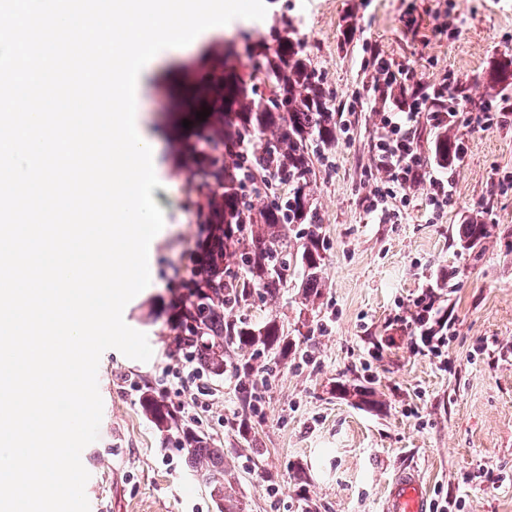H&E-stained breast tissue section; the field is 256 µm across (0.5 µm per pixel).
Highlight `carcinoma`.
<instances>
[{
    "label": "carcinoma",
    "mask_w": 512,
    "mask_h": 512,
    "mask_svg": "<svg viewBox=\"0 0 512 512\" xmlns=\"http://www.w3.org/2000/svg\"><path fill=\"white\" fill-rule=\"evenodd\" d=\"M244 50L255 61L250 78L227 73L218 90L217 122L202 127L189 150L198 190L219 211L207 224L201 254L177 295L166 336L213 376L233 369L239 407L229 427L249 442L258 374L301 349L276 319L254 322L246 311L257 297L277 299L295 275L301 277L305 298L321 293L322 224L311 184L314 160L336 146L337 120L330 93L294 30L270 42H248ZM259 73L269 87L266 94L253 84ZM488 79L495 84L512 80V58L495 63ZM461 147L452 129L442 128L434 137V159L453 165ZM495 231L496 225L475 217L460 225V246L472 250ZM339 390L354 393L366 407L380 404L371 387L350 391L342 385ZM142 407L159 431L176 434L192 467L222 501L220 512H237L224 491V449L155 396L144 395Z\"/></svg>",
    "instance_id": "1"
}]
</instances>
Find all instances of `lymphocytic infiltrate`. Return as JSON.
Returning a JSON list of instances; mask_svg holds the SVG:
<instances>
[{
  "label": "lymphocytic infiltrate",
  "instance_id": "1",
  "mask_svg": "<svg viewBox=\"0 0 512 512\" xmlns=\"http://www.w3.org/2000/svg\"><path fill=\"white\" fill-rule=\"evenodd\" d=\"M458 84L454 72H445L438 83L429 85L423 95H415L392 103L382 111L383 118L372 146L375 168L383 172L381 186L366 198L368 215L383 224L397 223L401 208L409 204L412 193L424 188L432 216H440L453 193L448 177L439 175L418 142V125L422 115H429L433 124L454 122L452 112L435 111L436 103L447 101ZM399 199L400 208H391V199Z\"/></svg>",
  "mask_w": 512,
  "mask_h": 512
}]
</instances>
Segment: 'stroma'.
<instances>
[{"label":"stroma","mask_w":512,"mask_h":512,"mask_svg":"<svg viewBox=\"0 0 512 512\" xmlns=\"http://www.w3.org/2000/svg\"><path fill=\"white\" fill-rule=\"evenodd\" d=\"M263 20L226 24L221 38L188 49L152 72L143 107L161 138L160 187L165 234L152 245V283L123 319L146 335L142 362L106 350L98 367L103 418L81 460L94 478L91 512H218L216 500L176 437L160 432L141 407L150 392L184 418H198L224 450L225 479L240 512H380L386 484L401 468L424 475L431 501H464L463 512H512V117L489 129L471 117L485 103L512 99L492 85L489 67L512 43V0H266ZM411 9L413 24L401 14ZM447 14L455 36L434 31ZM294 28L326 87L343 109L344 128L327 159L316 161L313 199L325 238L323 288L305 302L289 283L272 302H256V322L274 317L289 337L306 336L302 354L271 366L261 387L255 443L228 431L238 408L233 372L207 376L209 405L193 407L170 367L179 364L162 330L175 288L188 278V254L204 233L188 206L187 149L199 121L183 90H211L222 78L224 41L270 37ZM372 48L407 75L436 83L459 75L463 97L453 129L464 152L451 201L431 218L423 189L398 224L375 223L364 199L383 178L371 146L379 112L348 113L352 97L374 100L362 64ZM498 236L467 251L459 225L477 212ZM433 289L448 319L442 356L411 344L414 302ZM376 389L379 409L340 395L338 385Z\"/></svg>","instance_id":"35a3bbf8"}]
</instances>
